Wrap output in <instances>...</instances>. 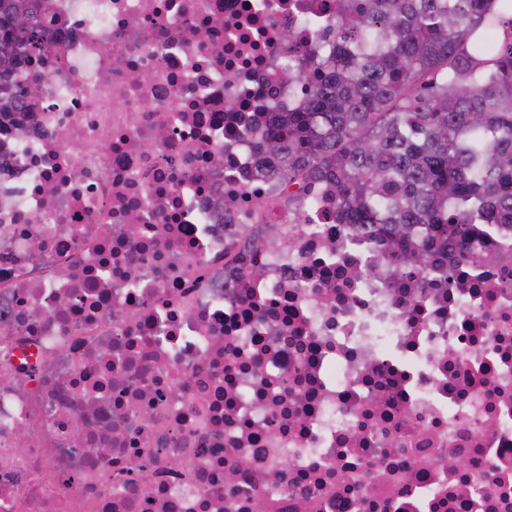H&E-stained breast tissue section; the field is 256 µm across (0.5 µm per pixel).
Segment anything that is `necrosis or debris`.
I'll use <instances>...</instances> for the list:
<instances>
[{
  "mask_svg": "<svg viewBox=\"0 0 512 512\" xmlns=\"http://www.w3.org/2000/svg\"><path fill=\"white\" fill-rule=\"evenodd\" d=\"M340 2L34 0L0 512H512V224L420 272L325 181L260 173L254 120L320 84Z\"/></svg>",
  "mask_w": 512,
  "mask_h": 512,
  "instance_id": "necrosis-or-debris-1",
  "label": "necrosis or debris"
}]
</instances>
